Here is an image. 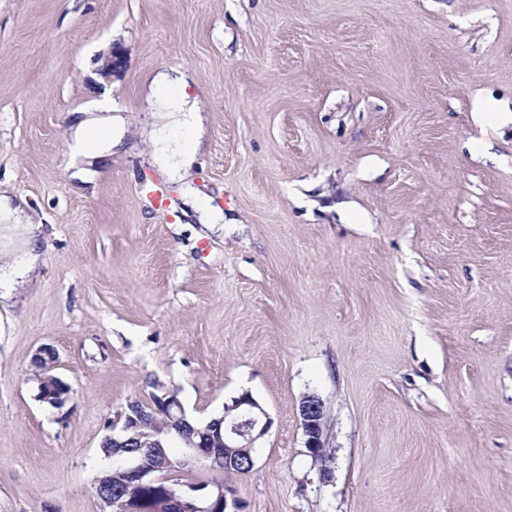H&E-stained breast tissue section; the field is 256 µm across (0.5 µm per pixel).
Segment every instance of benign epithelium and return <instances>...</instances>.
Instances as JSON below:
<instances>
[{"mask_svg": "<svg viewBox=\"0 0 512 512\" xmlns=\"http://www.w3.org/2000/svg\"><path fill=\"white\" fill-rule=\"evenodd\" d=\"M35 356L46 359L37 398L40 402L60 410L72 400L73 390L57 373L59 357L55 350L48 347L39 348ZM157 389L167 405V427L153 426L148 418L133 426L126 422L121 424L115 419L107 426V438L112 440L113 447H125L129 440L127 433L133 431L144 451L140 452L138 459H126V474L133 480L126 494L112 495L107 490L108 477L95 476L92 490L101 512H147V509L138 505L136 498L137 488L146 482L161 486L169 483L180 489V495L169 501L174 512H210L207 503L213 497L223 501L224 508L237 512L238 501L228 497L230 490L224 484V477H217L200 485L182 481L181 474L199 466L212 469L216 462L224 463L226 471L251 467L254 444L271 426L267 412L252 397L243 394L224 406V415L217 422H209L205 427L197 428L187 423L182 403L176 393L160 385ZM300 412L307 437L306 447L312 450L314 456L321 457L324 448L321 403L315 397L307 396L302 401ZM164 433L176 436L182 441V459L174 462L158 451L162 447L160 436ZM197 436L204 439V444L194 441Z\"/></svg>", "mask_w": 512, "mask_h": 512, "instance_id": "obj_1", "label": "benign epithelium"}]
</instances>
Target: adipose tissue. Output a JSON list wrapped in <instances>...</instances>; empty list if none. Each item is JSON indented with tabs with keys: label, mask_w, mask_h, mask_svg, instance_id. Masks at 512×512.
<instances>
[{
	"label": "adipose tissue",
	"mask_w": 512,
	"mask_h": 512,
	"mask_svg": "<svg viewBox=\"0 0 512 512\" xmlns=\"http://www.w3.org/2000/svg\"><path fill=\"white\" fill-rule=\"evenodd\" d=\"M186 87L183 75L163 74L155 80L152 89L160 109L154 115L151 136L160 161L175 175L187 170L203 147V117L190 101ZM97 107L99 116L77 121L70 142L72 156L109 151L118 145L120 117L113 115L112 106L107 101H99ZM172 119L188 131L186 140L170 141L167 127ZM39 237V226L26 222L21 206L12 197L0 195V246L18 254L15 263L0 273V282L5 287L20 288L28 283L41 258Z\"/></svg>",
	"instance_id": "adipose-tissue-1"
}]
</instances>
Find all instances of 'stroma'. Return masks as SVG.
I'll return each mask as SVG.
<instances>
[{
  "label": "stroma",
  "mask_w": 512,
  "mask_h": 512,
  "mask_svg": "<svg viewBox=\"0 0 512 512\" xmlns=\"http://www.w3.org/2000/svg\"><path fill=\"white\" fill-rule=\"evenodd\" d=\"M171 69L206 115L183 179L143 100ZM104 98L120 145L71 159ZM486 100L512 109V0H0V188L43 229L0 305V512H100L105 424L156 383L198 424L268 413L240 512H512V124ZM34 357L45 358L46 367L44 375L40 367L33 360L31 361L32 379L37 385V398L40 402L54 409H62L71 400L73 395L72 387L69 383L62 379L56 372L59 366V357L55 350L48 347H41L34 354ZM41 386L40 385V378ZM301 417L303 428L307 437L306 447L312 449L311 453L315 457H322L324 441L322 440V406L314 396H306L301 404Z\"/></svg>",
  "instance_id": "stroma-1"
}]
</instances>
